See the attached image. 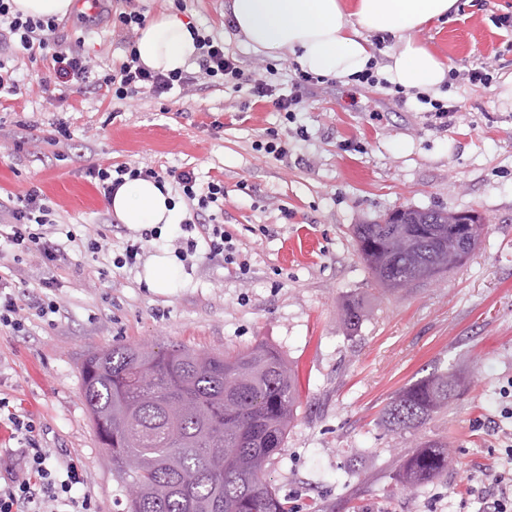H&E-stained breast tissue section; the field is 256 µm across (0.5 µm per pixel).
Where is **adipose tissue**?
I'll list each match as a JSON object with an SVG mask.
<instances>
[{
    "label": "adipose tissue",
    "instance_id": "obj_1",
    "mask_svg": "<svg viewBox=\"0 0 512 512\" xmlns=\"http://www.w3.org/2000/svg\"><path fill=\"white\" fill-rule=\"evenodd\" d=\"M458 0H229L226 11L243 44L270 55L290 53L306 73L344 79L362 74L374 56L368 33L391 34L396 43L383 68L387 82L405 90L436 91L447 67L420 39L425 24L447 18ZM135 49L153 70H181L198 55L190 24L161 13L140 31ZM124 224L163 227L182 215L170 193L153 181L126 182L110 200Z\"/></svg>",
    "mask_w": 512,
    "mask_h": 512
}]
</instances>
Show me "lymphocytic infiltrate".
<instances>
[{
	"mask_svg": "<svg viewBox=\"0 0 512 512\" xmlns=\"http://www.w3.org/2000/svg\"><path fill=\"white\" fill-rule=\"evenodd\" d=\"M57 31L55 18L26 16L14 11L13 0H0V39L19 45L29 56L49 57V72L55 85L68 87L90 82L121 101L145 89L161 96L192 79L191 74L181 71L165 74L149 70L134 52L129 53L119 67L101 75L92 74L81 51L64 44ZM197 43L199 67L208 77L233 83L234 87L247 90L256 101L270 103L280 112L292 113L299 104V96L276 94L272 85L245 73L236 59L226 53L223 40L201 35ZM87 174L107 195L129 179L148 178L161 189L166 184H174L190 208L176 238L180 260H187L196 253L198 245L203 244L209 258L236 263L238 251L231 236L217 221L218 211L224 208L223 181L214 179L202 186L191 169L174 168L161 173L126 164L93 166ZM52 214L41 188L30 187L7 210L9 230L0 239V252L35 254L47 264L58 261L60 248L47 233ZM9 287L8 279L0 277V328H6L13 335L25 334L26 310H34L36 316L44 320L60 311L59 303L48 295L35 298L27 305L20 304ZM9 404V398L0 396V411H7L10 434L18 446L0 448V512H60L64 507L71 512H93L91 502L77 494V486L82 482L78 467L70 464L65 469H57L52 449L46 448L39 439L36 421L30 416L10 412ZM502 453L509 466L492 474V492L479 497L478 512H512V444L505 446Z\"/></svg>",
	"mask_w": 512,
	"mask_h": 512,
	"instance_id": "obj_1",
	"label": "lymphocytic infiltrate"
}]
</instances>
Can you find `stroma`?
<instances>
[{"label":"stroma","mask_w":512,"mask_h":512,"mask_svg":"<svg viewBox=\"0 0 512 512\" xmlns=\"http://www.w3.org/2000/svg\"><path fill=\"white\" fill-rule=\"evenodd\" d=\"M226 2L185 0L179 9L174 0H116L113 10L131 5L150 20L179 11L191 27L223 39L245 71L290 93L298 66L233 37ZM112 12L59 20V35L80 45L95 72L130 51ZM421 39L451 64L441 92L398 89L381 71L370 83L322 78L304 84L289 118L250 104L194 60L186 67L192 81L170 93L116 101L91 87L46 84V60L0 45V60L19 80L16 94L0 97V202L40 187L62 252L50 267L33 255L0 257V277L22 302L54 278L61 306L54 323L30 317L25 335L0 331V376L17 410L42 422L55 465L81 468L78 493L95 512H120L122 496L82 395L83 360L115 345L234 354L262 341L298 372L297 419L266 474L292 512H473L468 491L501 470L502 436L512 433L502 413L512 403V100L497 96L512 77V0H459ZM485 63L489 83H471L470 71ZM436 103L455 106L449 126L431 121ZM61 121L72 137L56 143ZM271 130L282 155L258 148ZM110 163L187 167L200 182L223 180L224 230L248 272L201 248L180 287L147 288L144 262L172 249L175 230L144 242L141 226L115 218L85 174ZM408 207L475 212L487 230L462 268L392 293L360 259L353 227ZM100 233L106 249L88 252L87 239ZM136 242L142 262L113 268V255ZM350 295L363 299L354 326L341 318ZM436 369L462 372L465 393L414 436L389 432L384 407ZM437 441L453 448L455 469L404 488L405 456Z\"/></svg>","instance_id":"1"}]
</instances>
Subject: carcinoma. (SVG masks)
<instances>
[{"label": "carcinoma", "mask_w": 512, "mask_h": 512, "mask_svg": "<svg viewBox=\"0 0 512 512\" xmlns=\"http://www.w3.org/2000/svg\"><path fill=\"white\" fill-rule=\"evenodd\" d=\"M441 210L406 208L399 219L355 225L358 253L375 282L398 292L445 275L448 252L468 258L470 238ZM361 298L341 307L358 323ZM83 398L97 437L112 449L123 512H291L265 480L297 416L298 378L282 353L259 343L234 355L186 347L114 346L88 356ZM467 388L459 372H432L401 390L382 412L387 430L414 434ZM448 444L430 443L405 460L403 486L413 489L453 469Z\"/></svg>", "instance_id": "1"}]
</instances>
